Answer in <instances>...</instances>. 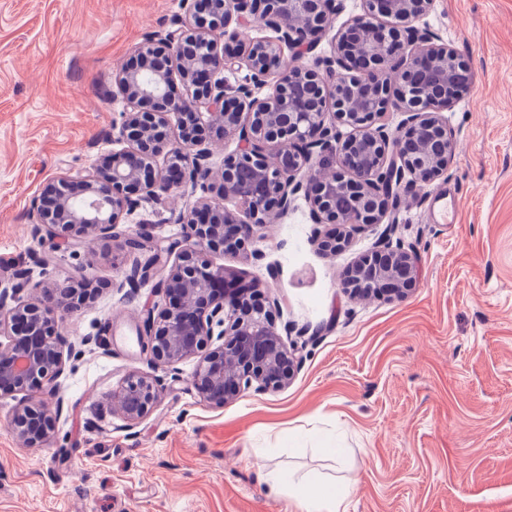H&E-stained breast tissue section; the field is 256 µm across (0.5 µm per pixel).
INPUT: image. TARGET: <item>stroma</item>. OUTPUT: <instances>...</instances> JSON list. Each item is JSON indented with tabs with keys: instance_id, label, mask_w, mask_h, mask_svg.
Segmentation results:
<instances>
[{
	"instance_id": "35a3bbf8",
	"label": "stroma",
	"mask_w": 512,
	"mask_h": 512,
	"mask_svg": "<svg viewBox=\"0 0 512 512\" xmlns=\"http://www.w3.org/2000/svg\"><path fill=\"white\" fill-rule=\"evenodd\" d=\"M185 14V0H0V289L41 249L31 212L43 185L117 149L115 72ZM423 24L468 60L472 83L444 114L448 176L402 188L391 213L418 254L417 288L391 301L345 293L383 225L325 253L297 199L255 255L216 261L279 296L277 326L307 328L300 370L280 392L214 409L190 389L194 360L172 372L141 353L142 313L163 298L150 280L124 300L119 237L139 224L177 237L191 197L142 204L118 237L57 255L58 283L95 289L68 335L106 345L68 361L50 447L19 444L14 400L0 397V512H298L266 483L281 471L354 479L348 512H512V0H435ZM451 188L452 222L433 223L434 195ZM136 369L164 392L130 429L106 398Z\"/></svg>"
}]
</instances>
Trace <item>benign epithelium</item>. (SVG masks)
Returning a JSON list of instances; mask_svg holds the SVG:
<instances>
[{"label":"benign epithelium","instance_id":"obj_1","mask_svg":"<svg viewBox=\"0 0 512 512\" xmlns=\"http://www.w3.org/2000/svg\"><path fill=\"white\" fill-rule=\"evenodd\" d=\"M434 0H363L362 13L336 32L329 56L302 62L325 32L336 0H191L179 28L152 34L114 76L124 110L116 140L94 171L47 182L32 212L36 235L83 245L114 234L141 203L174 188L195 200L179 215L181 234L156 238L150 225L123 237L134 256L127 283L159 277L162 306L146 309L141 352L152 366L177 370L197 359L191 388L214 409L243 394L276 393L294 380L303 346L286 343L272 317L280 299L242 281L212 259L244 253L300 196L320 245L338 251L350 233L381 224L403 185L448 172L454 141L442 113L455 102L459 71L469 64L415 22ZM258 24L275 37H242ZM247 71L241 83L226 75ZM390 112L405 119L394 129ZM353 133L345 136L340 128ZM239 147L211 163L212 143ZM233 203L228 207L227 203ZM386 228L359 257L340 288L363 299H401L417 285L416 253ZM44 280L27 292L31 271L0 291V396L16 397L8 425L26 448L53 442L63 411L57 380L75 343L59 330L91 296L80 282L52 280L53 255L35 253ZM39 390L48 400L35 401ZM160 380L130 372L109 397L110 410L135 428L157 406Z\"/></svg>","mask_w":512,"mask_h":512}]
</instances>
